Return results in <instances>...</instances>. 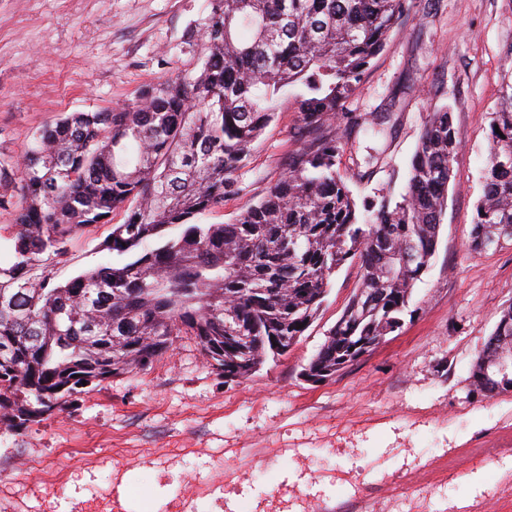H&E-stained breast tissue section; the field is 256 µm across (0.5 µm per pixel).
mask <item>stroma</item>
I'll list each match as a JSON object with an SVG mask.
<instances>
[{"instance_id":"35a3bbf8","label":"stroma","mask_w":512,"mask_h":512,"mask_svg":"<svg viewBox=\"0 0 512 512\" xmlns=\"http://www.w3.org/2000/svg\"><path fill=\"white\" fill-rule=\"evenodd\" d=\"M209 0H0V225L21 201L16 161L69 112L133 105L197 71ZM512 83V0H413L337 129L357 201L400 198L419 136L449 107L454 178L431 266L399 332L320 383L303 375L360 283L345 264L288 356L225 381L190 337L143 371L85 387L64 409L0 426V512H512V390L476 391L471 369L512 304V242L468 245L490 127ZM284 105L240 171L238 193L200 215L229 224L300 146ZM100 224L53 270L63 283L116 257Z\"/></svg>"}]
</instances>
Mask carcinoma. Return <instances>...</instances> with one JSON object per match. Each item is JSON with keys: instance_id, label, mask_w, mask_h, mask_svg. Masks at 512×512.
<instances>
[{"instance_id": "1", "label": "carcinoma", "mask_w": 512, "mask_h": 512, "mask_svg": "<svg viewBox=\"0 0 512 512\" xmlns=\"http://www.w3.org/2000/svg\"><path fill=\"white\" fill-rule=\"evenodd\" d=\"M199 69L119 111L71 112L44 127L17 164L22 203L0 265V425L21 429L63 408L83 383L144 370L191 336L209 365L244 379L286 356L315 320L331 277L358 258L361 283L305 374L326 379L402 326L435 254L453 177L452 113H431L401 200L357 204L330 121L363 84L410 0H210ZM299 112L300 149L232 224L192 219L224 205L282 99ZM469 249L512 240V92L490 129ZM122 221L114 222L117 215ZM112 225L100 248L128 256L64 283L54 267L75 236ZM512 355V329L477 353L472 385Z\"/></svg>"}]
</instances>
